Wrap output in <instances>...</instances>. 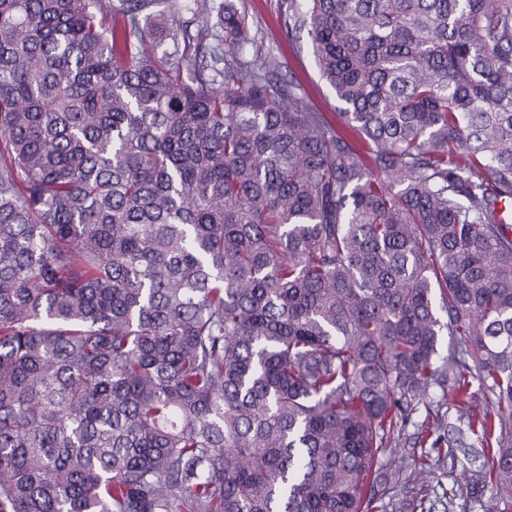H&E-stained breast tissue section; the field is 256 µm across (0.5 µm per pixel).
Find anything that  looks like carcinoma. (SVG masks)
Listing matches in <instances>:
<instances>
[{
    "instance_id": "obj_1",
    "label": "carcinoma",
    "mask_w": 512,
    "mask_h": 512,
    "mask_svg": "<svg viewBox=\"0 0 512 512\" xmlns=\"http://www.w3.org/2000/svg\"><path fill=\"white\" fill-rule=\"evenodd\" d=\"M153 2L0 0V512H371L434 388L511 499L512 0H287L333 117Z\"/></svg>"
}]
</instances>
